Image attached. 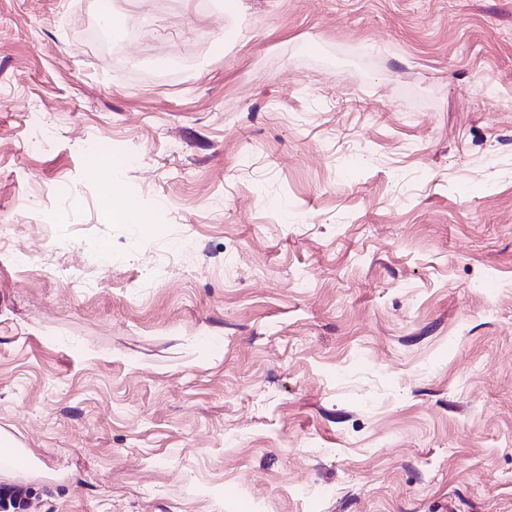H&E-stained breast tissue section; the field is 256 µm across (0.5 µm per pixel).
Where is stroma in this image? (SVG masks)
Here are the masks:
<instances>
[{
    "instance_id": "obj_1",
    "label": "stroma",
    "mask_w": 512,
    "mask_h": 512,
    "mask_svg": "<svg viewBox=\"0 0 512 512\" xmlns=\"http://www.w3.org/2000/svg\"><path fill=\"white\" fill-rule=\"evenodd\" d=\"M111 4L0 0L30 512H512V0Z\"/></svg>"
}]
</instances>
